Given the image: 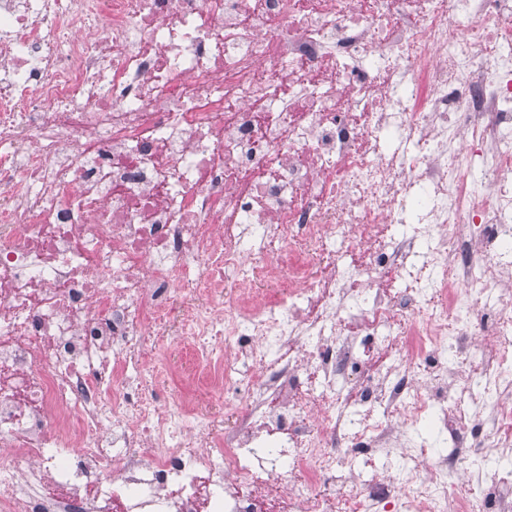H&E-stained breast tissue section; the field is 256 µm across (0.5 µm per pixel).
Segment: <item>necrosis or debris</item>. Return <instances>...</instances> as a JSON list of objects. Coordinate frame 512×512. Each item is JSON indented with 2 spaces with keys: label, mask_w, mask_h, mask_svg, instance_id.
<instances>
[{
  "label": "necrosis or debris",
  "mask_w": 512,
  "mask_h": 512,
  "mask_svg": "<svg viewBox=\"0 0 512 512\" xmlns=\"http://www.w3.org/2000/svg\"><path fill=\"white\" fill-rule=\"evenodd\" d=\"M276 507L512 512V0H0V512Z\"/></svg>",
  "instance_id": "obj_1"
}]
</instances>
